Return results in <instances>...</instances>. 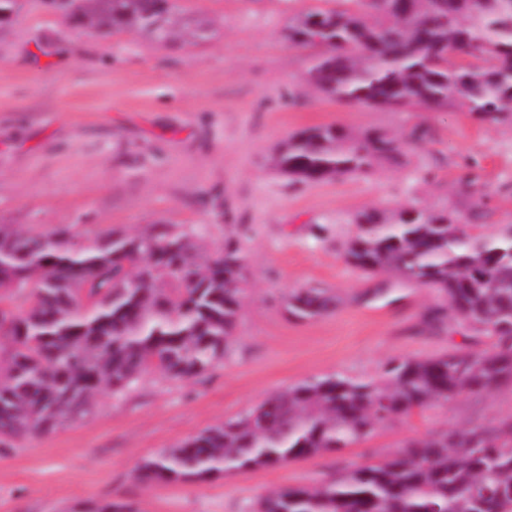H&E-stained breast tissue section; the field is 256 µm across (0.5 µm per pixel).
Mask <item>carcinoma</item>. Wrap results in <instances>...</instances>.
<instances>
[{
  "mask_svg": "<svg viewBox=\"0 0 512 512\" xmlns=\"http://www.w3.org/2000/svg\"><path fill=\"white\" fill-rule=\"evenodd\" d=\"M288 42L311 52L308 81L325 96L376 108L456 107L512 120V0H314ZM102 34L133 30L160 44L198 42L207 27L179 0H51ZM403 143L336 126L289 136L276 165L319 182L394 165ZM343 246L359 271L432 289L425 324L459 335L441 354L393 357L377 380L328 376L284 389L145 460L144 483L206 481L323 452L463 391L512 385V224H461L415 205L356 214ZM238 242L203 254L193 228L155 224L76 241L0 224V443L88 418L104 391L150 375L192 378L224 359L242 308ZM339 299L291 291L311 320ZM512 512V420L409 440L397 454L309 486L274 490L257 512Z\"/></svg>",
  "mask_w": 512,
  "mask_h": 512,
  "instance_id": "carcinoma-1",
  "label": "carcinoma"
}]
</instances>
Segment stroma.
Returning a JSON list of instances; mask_svg holds the SVG:
<instances>
[{
  "label": "stroma",
  "mask_w": 512,
  "mask_h": 512,
  "mask_svg": "<svg viewBox=\"0 0 512 512\" xmlns=\"http://www.w3.org/2000/svg\"><path fill=\"white\" fill-rule=\"evenodd\" d=\"M313 0H185L207 40L160 45L133 31L76 26L48 0H18L0 25V223L78 237L154 224L202 229L204 253L240 243L244 300L224 359L193 379L151 376L102 395L91 416L0 445V512H86L116 500L137 512H253L268 492L312 485L376 463L408 439L512 418V388L415 412L344 452L205 482L153 483L140 465L267 397L328 375L379 378L397 355L447 350L423 329L434 293L342 257L353 217L412 203L463 224H512V124L456 108L348 105L307 81L310 53L291 47L288 19ZM333 124L421 141L404 165L302 182L277 146ZM317 288L340 300L309 321L284 298Z\"/></svg>",
  "instance_id": "obj_1"
}]
</instances>
